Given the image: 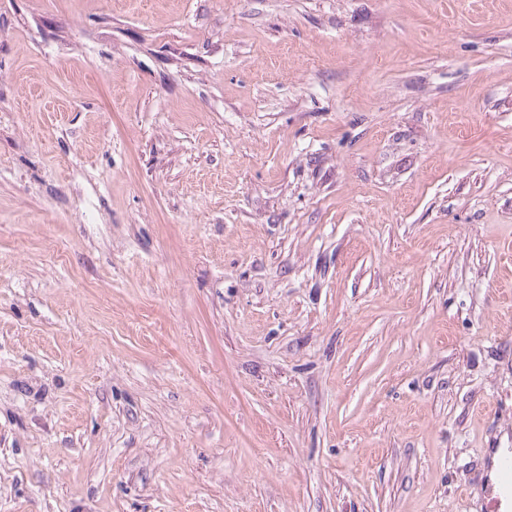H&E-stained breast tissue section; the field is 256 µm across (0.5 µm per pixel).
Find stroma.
I'll return each mask as SVG.
<instances>
[{"mask_svg": "<svg viewBox=\"0 0 512 512\" xmlns=\"http://www.w3.org/2000/svg\"><path fill=\"white\" fill-rule=\"evenodd\" d=\"M512 0H0V512H495Z\"/></svg>", "mask_w": 512, "mask_h": 512, "instance_id": "stroma-1", "label": "stroma"}]
</instances>
